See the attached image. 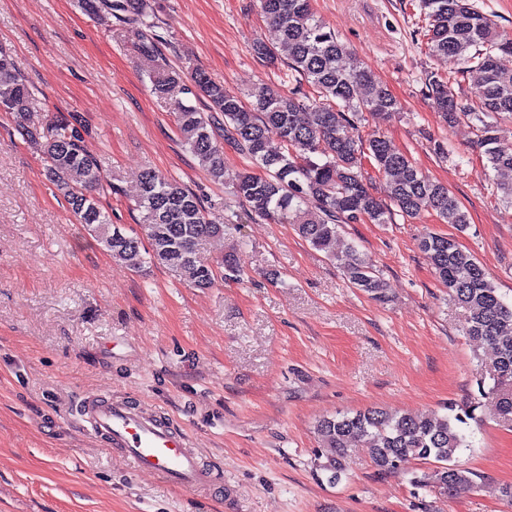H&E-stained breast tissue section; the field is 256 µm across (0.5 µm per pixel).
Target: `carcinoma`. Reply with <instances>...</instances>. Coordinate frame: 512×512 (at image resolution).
<instances>
[{
	"mask_svg": "<svg viewBox=\"0 0 512 512\" xmlns=\"http://www.w3.org/2000/svg\"><path fill=\"white\" fill-rule=\"evenodd\" d=\"M87 13L106 12L122 21L127 13L140 17L130 31L133 50L151 63L148 77L153 93L174 115L181 146L207 167L213 178H224L223 145L247 156L257 172H245L228 193L242 205L225 222L209 218L201 197L179 180L153 168L140 174L132 209L139 213L137 233L112 222L102 199L111 195L112 181L104 177L97 157L84 147V127L73 113H59L43 123L30 110L31 92L11 56L0 48V112L44 155L45 177L63 197L78 223L118 265L142 272L152 264L175 272L193 288L212 287L218 267L235 278L245 274L239 253L245 242L237 237L247 218L269 224H290L315 248L325 249L345 224H390L394 215L416 218L432 213L462 232L466 212L448 187L431 180L406 154L373 133L357 139L348 128L375 115L385 121L399 112L388 87L352 58L347 45L317 17L311 0H259L268 35L253 42V55L274 65L280 53L299 82L314 92L285 93L264 85L251 93L224 88L198 67L170 63L163 51L167 39L147 0H78ZM426 21L429 55L450 63H466L482 73L474 102L459 104L449 80L434 71L426 75L433 104L445 122L473 123L480 135L475 149L497 172H512V151L502 149L493 119L512 116V80L503 78L504 61L512 57V42L504 41L495 23L473 0H420ZM370 163L389 181V201L371 192L365 176ZM229 240L220 266L207 255V246ZM420 248L448 296L461 309V331L494 351L480 361L476 383L480 396L497 399L500 415H512V302L499 294L483 266L454 238L430 234ZM354 287L385 299L386 283L355 246L333 255ZM479 403L444 416L390 414L369 409L339 414L317 422L316 432L326 448L319 469L335 483L344 473V460L353 444L365 448L372 463L385 473L397 472L410 456L430 468L410 482L444 497L472 489L477 475L459 464V455L474 447L466 431Z\"/></svg>",
	"mask_w": 512,
	"mask_h": 512,
	"instance_id": "1",
	"label": "carcinoma"
}]
</instances>
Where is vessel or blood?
I'll use <instances>...</instances> for the list:
<instances>
[{"mask_svg": "<svg viewBox=\"0 0 512 512\" xmlns=\"http://www.w3.org/2000/svg\"><path fill=\"white\" fill-rule=\"evenodd\" d=\"M84 411L92 430L110 439L139 472H150L188 489L212 476L185 434L157 415L109 399L88 403Z\"/></svg>", "mask_w": 512, "mask_h": 512, "instance_id": "obj_1", "label": "vessel or blood"}]
</instances>
